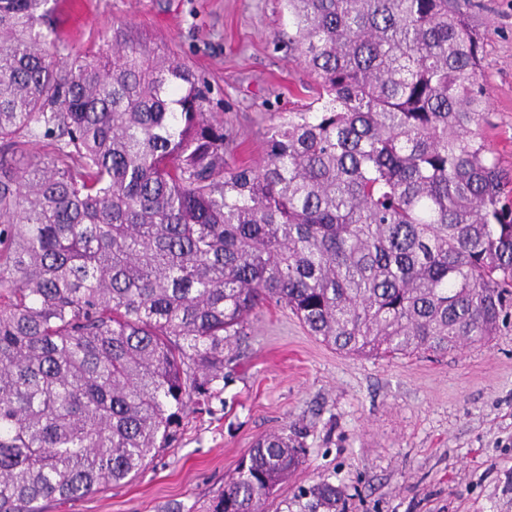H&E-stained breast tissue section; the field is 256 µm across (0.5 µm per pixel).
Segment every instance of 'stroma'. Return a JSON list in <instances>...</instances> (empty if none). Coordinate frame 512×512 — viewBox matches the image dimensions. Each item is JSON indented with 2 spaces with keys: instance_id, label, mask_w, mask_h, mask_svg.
I'll return each instance as SVG.
<instances>
[{
  "instance_id": "stroma-1",
  "label": "stroma",
  "mask_w": 512,
  "mask_h": 512,
  "mask_svg": "<svg viewBox=\"0 0 512 512\" xmlns=\"http://www.w3.org/2000/svg\"><path fill=\"white\" fill-rule=\"evenodd\" d=\"M490 93L487 145L512 166V0H474ZM179 58L224 119L225 158L256 167L270 126L312 101L316 81L288 48L282 0H93L62 53L95 55L116 29ZM228 380L188 412L134 477L43 512H213L260 435L285 431L304 463L264 505L300 512L299 488L328 482L341 512H512V324L446 357L339 353L285 308L258 311L226 347Z\"/></svg>"
}]
</instances>
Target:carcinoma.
Returning a JSON list of instances; mask_svg holds the SVG:
<instances>
[{
  "label": "carcinoma",
  "instance_id": "cac0c4a2",
  "mask_svg": "<svg viewBox=\"0 0 512 512\" xmlns=\"http://www.w3.org/2000/svg\"><path fill=\"white\" fill-rule=\"evenodd\" d=\"M48 2L0 0V512L136 475L265 305L378 357L512 317L472 0H282L317 96L255 169L225 166L197 74L147 43L117 29L109 54L54 60ZM301 463L288 434L257 438L215 512H262Z\"/></svg>",
  "mask_w": 512,
  "mask_h": 512
}]
</instances>
